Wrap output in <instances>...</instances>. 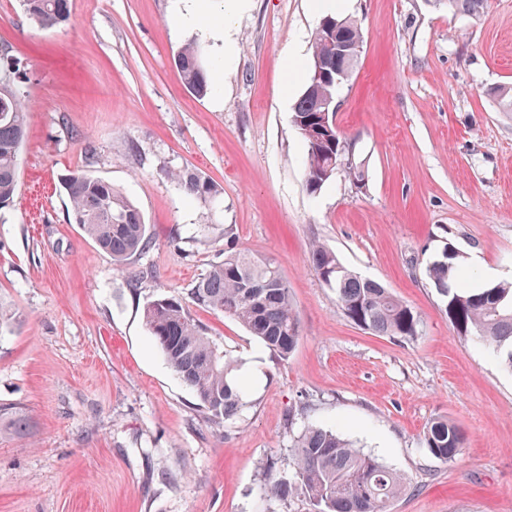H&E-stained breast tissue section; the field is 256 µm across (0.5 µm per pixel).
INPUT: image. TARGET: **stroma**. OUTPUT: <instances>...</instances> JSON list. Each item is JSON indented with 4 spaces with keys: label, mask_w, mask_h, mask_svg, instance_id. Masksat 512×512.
I'll return each mask as SVG.
<instances>
[{
    "label": "stroma",
    "mask_w": 512,
    "mask_h": 512,
    "mask_svg": "<svg viewBox=\"0 0 512 512\" xmlns=\"http://www.w3.org/2000/svg\"><path fill=\"white\" fill-rule=\"evenodd\" d=\"M175 0H73L68 25L41 28L0 0V46L26 62L19 186L0 210V404L29 426L0 430V512H315L307 494L265 495L292 477L304 424L336 428L394 469L390 512H512V370L458 335L424 275L446 246L481 285L512 274V0L479 18L448 0H353L364 43L338 90L336 124L365 185L336 174L304 185L291 123L321 21L311 0H251L229 21L237 54L203 97L174 59L190 33ZM299 64L287 70L289 56ZM224 189L209 211L169 174ZM82 171L123 190L151 244L116 268L75 224L61 188ZM275 259L301 339L288 359L233 319H194L241 361L247 407L203 413L145 326V304L189 296L224 259V228ZM321 242L418 314L403 342L348 322L314 274ZM448 418L465 447L444 462L425 425Z\"/></svg>",
    "instance_id": "1"
}]
</instances>
